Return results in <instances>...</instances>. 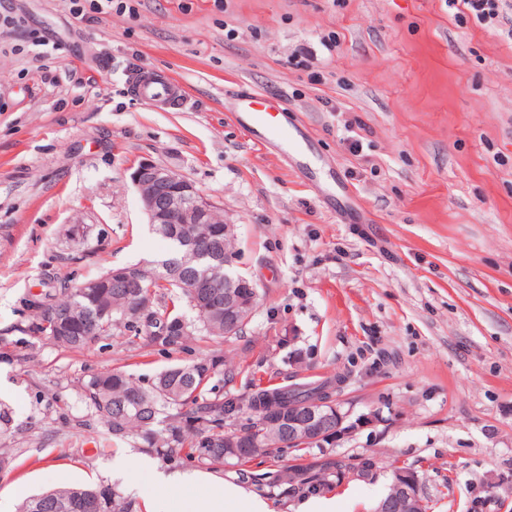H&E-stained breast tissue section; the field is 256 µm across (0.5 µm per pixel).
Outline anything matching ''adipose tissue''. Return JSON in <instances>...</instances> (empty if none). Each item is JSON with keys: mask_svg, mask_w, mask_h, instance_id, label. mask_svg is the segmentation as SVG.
I'll return each instance as SVG.
<instances>
[{"mask_svg": "<svg viewBox=\"0 0 512 512\" xmlns=\"http://www.w3.org/2000/svg\"><path fill=\"white\" fill-rule=\"evenodd\" d=\"M116 469L150 471L155 482L168 490V498L152 503L147 512H273L267 500L248 492L235 479L210 471L165 472L140 457L117 462Z\"/></svg>", "mask_w": 512, "mask_h": 512, "instance_id": "adipose-tissue-1", "label": "adipose tissue"}]
</instances>
